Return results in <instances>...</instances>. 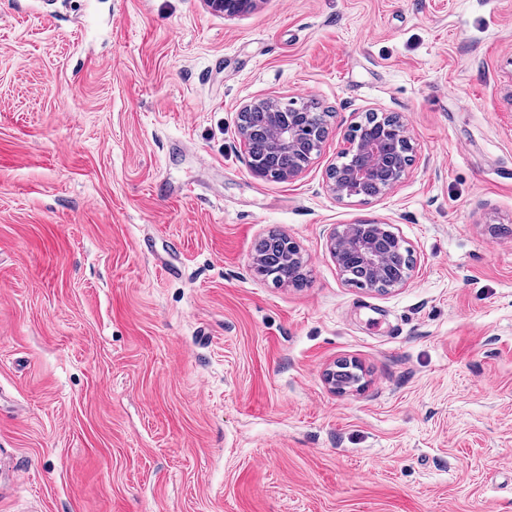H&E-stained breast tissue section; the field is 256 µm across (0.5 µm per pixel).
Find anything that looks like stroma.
Returning a JSON list of instances; mask_svg holds the SVG:
<instances>
[{"label":"stroma","mask_w":512,"mask_h":512,"mask_svg":"<svg viewBox=\"0 0 512 512\" xmlns=\"http://www.w3.org/2000/svg\"><path fill=\"white\" fill-rule=\"evenodd\" d=\"M265 97L328 115L297 178L249 171ZM369 112L412 164L337 198ZM360 220L407 286L341 275ZM0 512H512V0H0ZM259 0H206L208 6L226 16L248 13L255 9ZM366 224L374 231L367 232ZM404 240L379 222L359 221L335 229L329 236L327 248L347 282L355 268L361 278L360 286L378 291L406 286L412 278L415 258ZM283 248H288V256L291 262L297 261L302 265V256L296 243L287 236L279 234L271 235L262 241L254 258L255 263L258 267L263 263H278L282 258L281 250ZM336 367V370H329V372L326 373L325 380L337 391L342 392L346 388H350L360 382L361 374H359V371L361 372V369L358 365L344 361L339 363ZM338 373H347L351 378L350 381H342L341 378L336 375Z\"/></svg>","instance_id":"1"}]
</instances>
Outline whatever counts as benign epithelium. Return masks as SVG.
Returning <instances> with one entry per match:
<instances>
[{
    "mask_svg": "<svg viewBox=\"0 0 512 512\" xmlns=\"http://www.w3.org/2000/svg\"><path fill=\"white\" fill-rule=\"evenodd\" d=\"M259 0H206L213 10L227 16L248 13L255 9ZM255 116L270 131L268 145L273 151L313 154L328 134L324 122L316 119L317 113L293 103L282 106L268 99L254 100L244 105L240 112L238 133L247 153H252L253 140L247 128L249 117ZM408 128L402 116L384 113L367 129V134L354 132L346 138L343 157L346 162L333 164L328 169L332 191L342 198L361 196L365 187L376 186V195L391 189L405 174L412 162L407 155ZM254 177L259 179H291L304 168L290 169L279 174L272 169L250 164ZM374 231L367 232L366 222L359 221L334 230L327 243L330 255L342 275L357 271L360 286L378 291L406 286L412 278L415 258L404 240L386 225L373 223ZM288 249L290 260L302 262L300 250L292 239L272 235L264 239L257 250L255 263L274 264L281 260L282 249ZM358 365L341 362L337 369L326 373L325 380L339 392L360 382Z\"/></svg>",
    "mask_w": 512,
    "mask_h": 512,
    "instance_id": "7a95c632",
    "label": "benign epithelium"
}]
</instances>
